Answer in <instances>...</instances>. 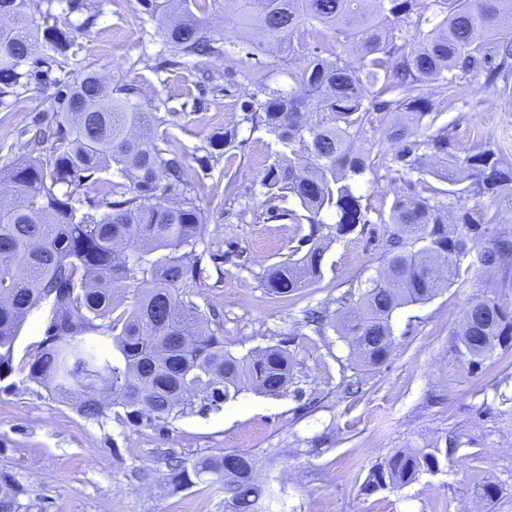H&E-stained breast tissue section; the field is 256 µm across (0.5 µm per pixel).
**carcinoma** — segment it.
<instances>
[{
  "label": "carcinoma",
  "mask_w": 512,
  "mask_h": 512,
  "mask_svg": "<svg viewBox=\"0 0 512 512\" xmlns=\"http://www.w3.org/2000/svg\"><path fill=\"white\" fill-rule=\"evenodd\" d=\"M235 0L232 28L211 25L224 0H137L157 22L176 64L223 59L225 45L258 26L288 59V89L267 84L266 68L252 75L257 91L240 101L241 123L263 130L279 146L260 179L273 202L268 215L334 220L336 236L370 223L357 194L358 177L372 170L353 143L372 115L409 112L429 118L424 131H391L397 144L389 169L408 193L391 208L384 269L351 306L316 316L350 340L358 364L385 365L392 353L391 319L424 303L443 287L494 273L512 277V159L487 142L461 147L453 128L435 127L436 99L448 85L484 78V86L512 77V0ZM322 30L333 43L308 48ZM80 46L32 0H0V99L37 76L49 78L52 119L39 123L27 151L0 168V380L15 372V343L31 313L49 305L38 352L21 370L77 413L98 419L114 407L126 420L159 423L196 406H219L242 392L276 395L292 380V356L281 346L235 356L224 348L223 324L210 326L195 298L210 279L217 254L197 250L207 218L196 204L200 172L234 146L237 129L209 141L199 168L170 150L159 129L179 112L145 109L131 88L110 86L94 70L69 79ZM59 76L50 78L52 71ZM450 185L432 186L427 177ZM95 191L96 198L88 196ZM468 195L456 212L448 196ZM294 201L298 214L286 207ZM324 247L315 234L291 257L261 276L269 291L288 296L321 273ZM457 336L478 364L494 349L512 347V302L478 290L469 299ZM112 342L120 363L96 342ZM440 448L397 450L372 466L365 490L401 489L441 471ZM254 456L231 452L175 460L164 481L178 492L199 483L220 485L224 512H269L272 497L255 476ZM476 496L497 499L501 486L481 478ZM24 488L0 484V512H19Z\"/></svg>",
  "instance_id": "1"
}]
</instances>
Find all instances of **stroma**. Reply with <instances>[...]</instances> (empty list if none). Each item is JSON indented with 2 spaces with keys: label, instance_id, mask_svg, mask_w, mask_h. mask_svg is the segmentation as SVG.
Returning <instances> with one entry per match:
<instances>
[{
  "label": "stroma",
  "instance_id": "stroma-1",
  "mask_svg": "<svg viewBox=\"0 0 512 512\" xmlns=\"http://www.w3.org/2000/svg\"><path fill=\"white\" fill-rule=\"evenodd\" d=\"M93 4V24L82 11L55 19L81 46L72 76L93 69L134 87L142 106L165 101L177 108L166 137L190 164L204 156L213 135L237 129L242 148L228 149L197 193L208 218L206 244L224 255L223 278L210 280L197 302L205 315L219 314L224 344L235 355L286 347L293 379L276 395L248 390L217 408L134 426L112 409L85 418L14 374L0 381V477L23 485L21 503L33 512H224L218 487L170 493L162 481L166 461L242 451L253 454L260 480L273 492L270 512H512V350L494 351L473 366L456 336L469 298L486 287L487 276L397 309L392 355L373 371L357 366L332 327L319 332L304 321L308 309L331 315L356 300L380 272L384 220L403 191L402 179L385 167L396 148L388 130L411 123V115L388 114L354 144L379 164L358 184L369 223L329 239L321 274L308 286L286 297L270 294L262 273L313 229L266 216L260 178L277 145L241 124L237 105L254 90L247 79L254 57L228 46L218 65L233 86L228 95L201 82L195 70L161 68L166 46L154 21L137 18L136 0ZM52 92L35 80L0 101V166L25 150L29 129L51 110ZM438 110L439 124L452 125L461 146L483 140L512 155V88L468 79L449 89ZM223 170L237 176L236 199H225L217 185ZM426 444L449 450L441 472L399 490L364 491L373 465L396 449ZM478 475L502 486L498 500L473 499Z\"/></svg>",
  "mask_w": 512,
  "mask_h": 512
}]
</instances>
